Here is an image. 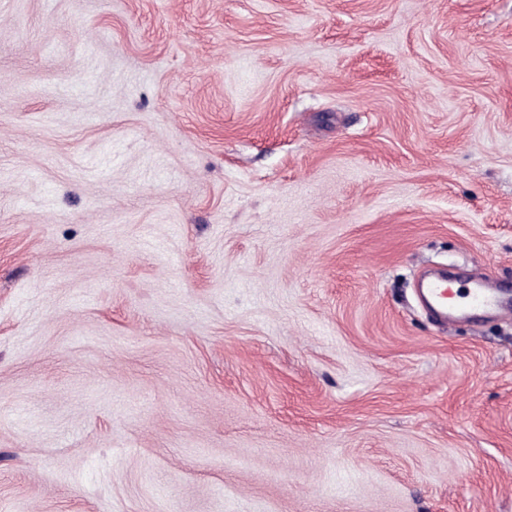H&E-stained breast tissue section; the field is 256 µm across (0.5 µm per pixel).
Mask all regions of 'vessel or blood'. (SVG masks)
<instances>
[{
    "mask_svg": "<svg viewBox=\"0 0 512 512\" xmlns=\"http://www.w3.org/2000/svg\"><path fill=\"white\" fill-rule=\"evenodd\" d=\"M419 288L423 300L443 319L464 316L478 309L495 312L507 309L496 284L486 276L474 280L462 302L452 300L447 283L435 276L422 279Z\"/></svg>",
    "mask_w": 512,
    "mask_h": 512,
    "instance_id": "1",
    "label": "vessel or blood"
}]
</instances>
